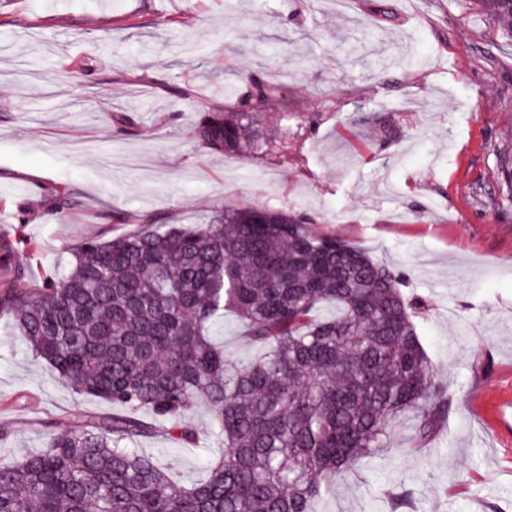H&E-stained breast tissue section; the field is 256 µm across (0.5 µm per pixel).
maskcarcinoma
Segmentation results:
<instances>
[{"label": "carcinoma", "instance_id": "1", "mask_svg": "<svg viewBox=\"0 0 512 512\" xmlns=\"http://www.w3.org/2000/svg\"><path fill=\"white\" fill-rule=\"evenodd\" d=\"M479 2L511 35L512 5ZM273 95L267 80L241 75L235 107L200 113L197 137L229 156L266 153L269 129L252 108ZM76 208L56 187L54 219ZM134 220L127 235L76 245L68 271L39 288L18 268L0 275V317L76 394L112 404L0 466V512H311L336 477L388 452L402 414L418 415L422 442L447 418L417 332L429 304L403 295L402 273L276 208H226L195 225ZM322 304L336 315H317ZM228 310L258 357L234 361L213 342ZM199 406L220 444L206 478L181 485L126 447L162 423L199 447L187 420Z\"/></svg>", "mask_w": 512, "mask_h": 512}]
</instances>
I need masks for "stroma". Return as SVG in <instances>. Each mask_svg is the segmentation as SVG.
Returning a JSON list of instances; mask_svg holds the SVG:
<instances>
[{
    "instance_id": "1",
    "label": "stroma",
    "mask_w": 512,
    "mask_h": 512,
    "mask_svg": "<svg viewBox=\"0 0 512 512\" xmlns=\"http://www.w3.org/2000/svg\"><path fill=\"white\" fill-rule=\"evenodd\" d=\"M421 55L422 64L402 65ZM77 78H59L62 68ZM267 79L293 118L268 155L227 157L194 135L200 112L232 107L239 69ZM191 87L194 99L181 96ZM369 121L348 123L356 112ZM135 115V133L111 115ZM512 41L476 0H9L0 8V270L30 286L69 268L79 242L133 232L111 211L200 224L227 206L270 205L403 271L428 301L422 345L451 399L419 452L415 414L317 512H512ZM81 206L45 214L49 188ZM25 239L35 254L18 252ZM214 341L256 349L232 312ZM77 396L0 317V444L8 464L50 427L111 412ZM140 448L184 483L214 451L166 431Z\"/></svg>"
}]
</instances>
